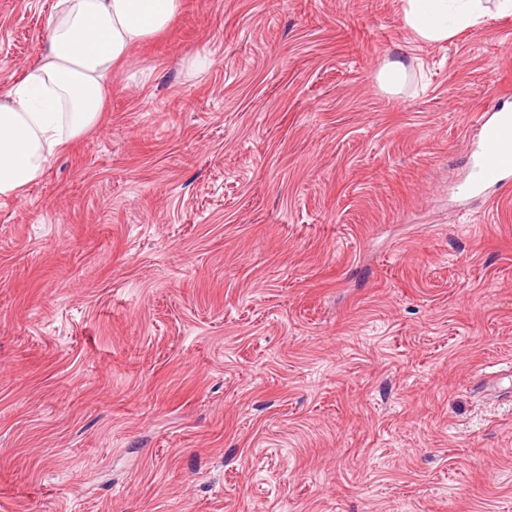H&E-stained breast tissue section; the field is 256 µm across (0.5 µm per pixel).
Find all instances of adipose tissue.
Listing matches in <instances>:
<instances>
[{
    "label": "adipose tissue",
    "instance_id": "adipose-tissue-1",
    "mask_svg": "<svg viewBox=\"0 0 512 512\" xmlns=\"http://www.w3.org/2000/svg\"><path fill=\"white\" fill-rule=\"evenodd\" d=\"M180 0H57L41 62L0 93V197L35 181L66 143L94 126L106 78L132 48L169 27ZM405 27L437 44L484 23L482 0H401Z\"/></svg>",
    "mask_w": 512,
    "mask_h": 512
}]
</instances>
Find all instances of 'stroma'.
I'll list each match as a JSON object with an SVG mask.
<instances>
[{"label":"stroma","mask_w":512,"mask_h":512,"mask_svg":"<svg viewBox=\"0 0 512 512\" xmlns=\"http://www.w3.org/2000/svg\"><path fill=\"white\" fill-rule=\"evenodd\" d=\"M507 90L512 15L181 0L0 199V512H512V183L459 192ZM405 27L418 41L437 44L484 23L482 0H400Z\"/></svg>","instance_id":"stroma-1"}]
</instances>
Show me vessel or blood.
Here are the masks:
<instances>
[{
  "mask_svg": "<svg viewBox=\"0 0 512 512\" xmlns=\"http://www.w3.org/2000/svg\"><path fill=\"white\" fill-rule=\"evenodd\" d=\"M475 127L477 156L472 176L463 188L467 195L501 184L512 171V113L503 109L479 117Z\"/></svg>",
  "mask_w": 512,
  "mask_h": 512,
  "instance_id": "b4317fda",
  "label": "vessel or blood"
}]
</instances>
